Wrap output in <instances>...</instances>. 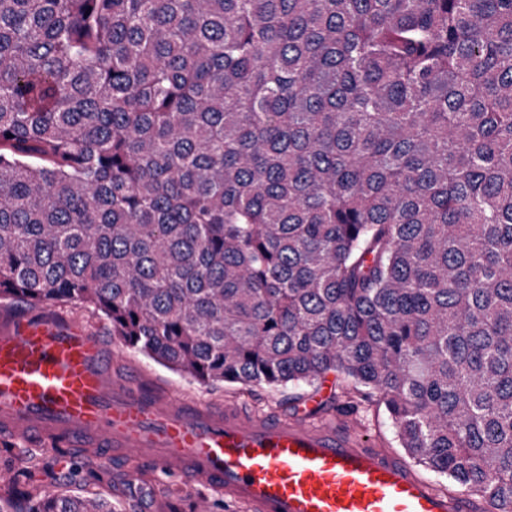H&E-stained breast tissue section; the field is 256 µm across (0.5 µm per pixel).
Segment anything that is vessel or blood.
Masks as SVG:
<instances>
[{"mask_svg": "<svg viewBox=\"0 0 512 512\" xmlns=\"http://www.w3.org/2000/svg\"><path fill=\"white\" fill-rule=\"evenodd\" d=\"M106 336L55 312L18 308L0 323V438L88 448L101 467L121 457L149 512L141 463L179 474L188 494L213 489L242 512H486L466 490L440 491L397 454L375 448L343 415L257 417L152 398L137 373L116 378Z\"/></svg>", "mask_w": 512, "mask_h": 512, "instance_id": "vessel-or-blood-1", "label": "vessel or blood"}]
</instances>
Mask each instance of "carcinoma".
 Returning <instances> with one entry per match:
<instances>
[{
	"instance_id": "carcinoma-1",
	"label": "carcinoma",
	"mask_w": 512,
	"mask_h": 512,
	"mask_svg": "<svg viewBox=\"0 0 512 512\" xmlns=\"http://www.w3.org/2000/svg\"><path fill=\"white\" fill-rule=\"evenodd\" d=\"M18 299L200 382L339 373L512 512V0H0Z\"/></svg>"
}]
</instances>
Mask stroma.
Returning a JSON list of instances; mask_svg holds the SVG:
<instances>
[{
  "label": "stroma",
  "instance_id": "stroma-1",
  "mask_svg": "<svg viewBox=\"0 0 512 512\" xmlns=\"http://www.w3.org/2000/svg\"><path fill=\"white\" fill-rule=\"evenodd\" d=\"M112 347L116 351L115 367L123 369L126 361H134L144 378L158 387H172L191 399H210L216 402H235L246 406L258 414L277 413L293 417L297 412H309L311 418L322 415L323 406L336 402L351 401L356 405V419L367 439L379 447L394 453H401L396 429L383 403L377 397L367 396L364 387L353 381L329 373L314 385L289 386L273 389L258 385L243 389L227 384H203L176 374L145 357L134 349L128 348L120 339H113ZM25 471L26 484L13 487L9 482H0V500L22 507L29 496L46 488L63 490L89 481L94 467L84 458H72L70 464H62L48 449L29 450L23 443H0V470L4 468Z\"/></svg>",
  "mask_w": 512,
  "mask_h": 512
}]
</instances>
